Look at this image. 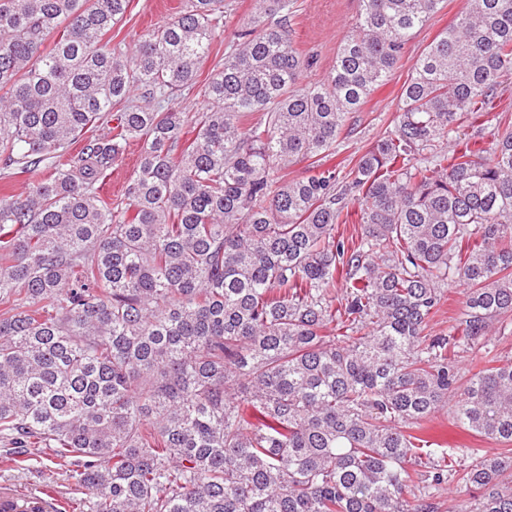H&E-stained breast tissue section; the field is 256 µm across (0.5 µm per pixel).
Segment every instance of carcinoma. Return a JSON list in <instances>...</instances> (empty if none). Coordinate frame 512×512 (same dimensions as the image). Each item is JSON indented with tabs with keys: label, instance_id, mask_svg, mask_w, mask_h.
<instances>
[{
	"label": "carcinoma",
	"instance_id": "cac0c4a2",
	"mask_svg": "<svg viewBox=\"0 0 512 512\" xmlns=\"http://www.w3.org/2000/svg\"><path fill=\"white\" fill-rule=\"evenodd\" d=\"M129 2L0 0V162L29 174L0 192V447L85 488L73 512H440L451 484L480 491L457 512H512L511 457L417 434L450 404L512 446V359L490 356L512 326V131L462 138L501 124L512 0H468L343 176L337 137L444 0H360L315 83L296 0H262L193 115L175 100L224 0L125 51L106 35ZM132 143L114 203L99 183ZM458 284L455 334L432 333Z\"/></svg>",
	"mask_w": 512,
	"mask_h": 512
}]
</instances>
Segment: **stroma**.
<instances>
[{"instance_id":"stroma-1","label":"stroma","mask_w":512,"mask_h":512,"mask_svg":"<svg viewBox=\"0 0 512 512\" xmlns=\"http://www.w3.org/2000/svg\"><path fill=\"white\" fill-rule=\"evenodd\" d=\"M185 0H131L120 24L113 28V42L135 44L155 26L169 21ZM467 0H446L429 23L413 38L391 81L375 90L356 114L353 130L342 132L336 152L329 164L345 165L365 153L380 132L394 119L401 88L422 50L451 23ZM359 11V0H297V12L291 20L295 45L300 53L316 57L317 63L303 78L317 82L327 76L336 63L343 36L351 30ZM423 433L437 443L439 449L456 452L462 448H478L486 454L502 451L500 443L473 435L457 424L450 409L435 413L423 424ZM9 484L22 492H47L64 499L85 497V490L74 485L66 475L50 471L43 464L30 462L17 465L13 457L0 450V484Z\"/></svg>"}]
</instances>
